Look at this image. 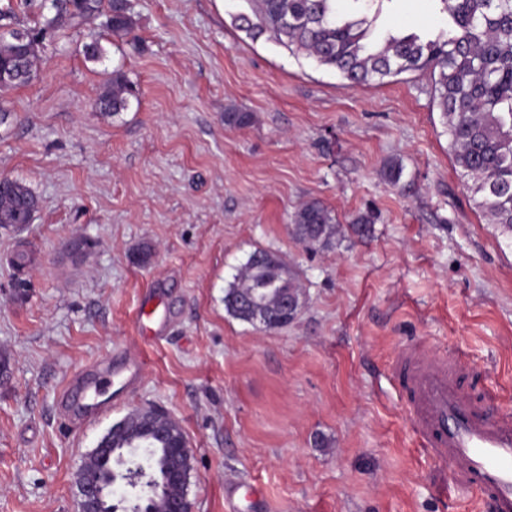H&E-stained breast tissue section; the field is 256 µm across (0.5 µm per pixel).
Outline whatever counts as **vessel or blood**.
Instances as JSON below:
<instances>
[{
	"label": "vessel or blood",
	"mask_w": 512,
	"mask_h": 512,
	"mask_svg": "<svg viewBox=\"0 0 512 512\" xmlns=\"http://www.w3.org/2000/svg\"><path fill=\"white\" fill-rule=\"evenodd\" d=\"M141 368V360L122 356L76 380L85 394L98 395L117 378L131 388ZM467 368L455 354L434 357L408 346L392 371L429 457L448 464L452 477L489 499L493 512H512V414L472 399L464 382ZM226 495L232 512H244L261 493L254 485L230 482Z\"/></svg>",
	"instance_id": "obj_1"
}]
</instances>
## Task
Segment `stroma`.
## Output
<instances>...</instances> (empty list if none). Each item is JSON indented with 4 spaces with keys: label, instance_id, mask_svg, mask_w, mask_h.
<instances>
[{
    "label": "stroma",
    "instance_id": "stroma-1",
    "mask_svg": "<svg viewBox=\"0 0 512 512\" xmlns=\"http://www.w3.org/2000/svg\"><path fill=\"white\" fill-rule=\"evenodd\" d=\"M66 0H32L13 27L40 40L28 84L0 90V176L39 206L17 296L0 229V512H80L87 454L133 409L159 405L193 448L194 512H229L225 486L262 491L253 512H492L412 429L391 364L404 343L455 353L476 397L512 410V237L487 223L448 151L428 76L351 87L334 71L238 31L241 0H131L132 28L44 29ZM436 0H391L378 30L443 27ZM138 100L91 105L113 70ZM253 113L245 128L224 109ZM402 169L388 181L386 166ZM318 199L367 234L309 252L288 227ZM85 238L75 257L67 239ZM145 244V265L133 255ZM276 253L307 304L283 328L229 316L224 290L249 254ZM160 289L167 326L142 338ZM116 353L144 359L134 388L65 427L64 385ZM157 300H159L158 293H153L148 296V299H145V301L142 305L139 320H138V327H139L140 331L150 330V334H151V332L153 330L152 326H154L157 323L158 324H157L156 332H159L163 328L164 321L159 319L156 316V311H157V307H156L157 302L156 301Z\"/></svg>",
    "mask_w": 512,
    "mask_h": 512
}]
</instances>
